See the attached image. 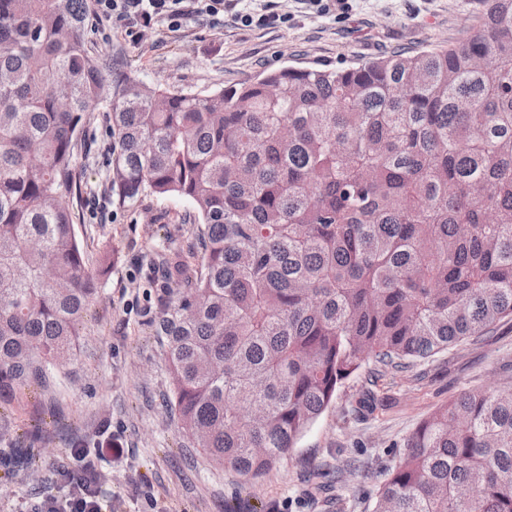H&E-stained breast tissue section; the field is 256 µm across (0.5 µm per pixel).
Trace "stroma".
Segmentation results:
<instances>
[{
  "label": "stroma",
  "instance_id": "obj_1",
  "mask_svg": "<svg viewBox=\"0 0 512 512\" xmlns=\"http://www.w3.org/2000/svg\"><path fill=\"white\" fill-rule=\"evenodd\" d=\"M482 8V0H239L223 24L195 16L173 32L160 22L138 39L119 22L97 18L93 40L149 86L206 95L287 65L336 69L445 45ZM268 10L281 22L240 21ZM114 145L107 114L95 107L74 152L82 182L69 204L88 242L89 266L107 272L79 327L72 374L56 392L34 385L0 399V451L24 448L31 457L24 469L0 467V512H30L45 495L67 496L58 472L78 468L70 453L77 440L103 475L96 484L102 512H327L321 500L335 496L336 512H373L395 451L422 420L462 390L512 380L510 318L482 341L401 371L379 374L363 361L280 467L242 485L195 448L167 411L169 373L151 331L167 300L159 261L189 251L196 213L178 196L121 203L106 176ZM110 442L123 448L122 457L100 456ZM352 459L359 471L346 486L318 490V473Z\"/></svg>",
  "mask_w": 512,
  "mask_h": 512
}]
</instances>
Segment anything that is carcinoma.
Wrapping results in <instances>:
<instances>
[{"label":"carcinoma","mask_w":512,"mask_h":512,"mask_svg":"<svg viewBox=\"0 0 512 512\" xmlns=\"http://www.w3.org/2000/svg\"><path fill=\"white\" fill-rule=\"evenodd\" d=\"M87 0H0V393L72 363L102 271L67 198L109 112L122 202L179 196L196 251L163 262L166 407L249 485L372 359L401 369L512 317V0L464 38L208 95L116 79ZM374 512H512V382L425 418Z\"/></svg>","instance_id":"obj_1"}]
</instances>
